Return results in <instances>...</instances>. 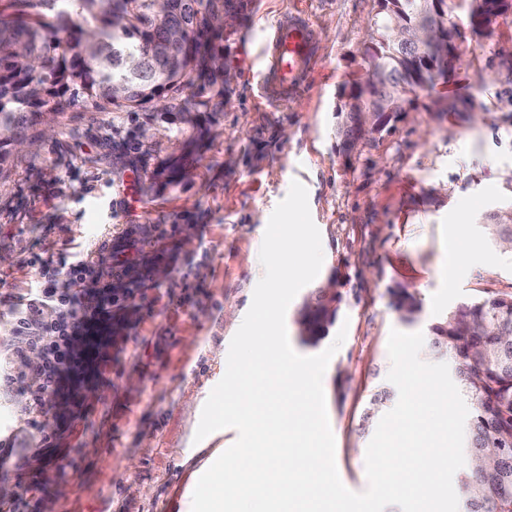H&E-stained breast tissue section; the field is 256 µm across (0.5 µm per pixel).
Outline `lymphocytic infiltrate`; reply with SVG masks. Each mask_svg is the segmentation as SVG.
I'll use <instances>...</instances> for the list:
<instances>
[{
    "label": "lymphocytic infiltrate",
    "mask_w": 512,
    "mask_h": 512,
    "mask_svg": "<svg viewBox=\"0 0 512 512\" xmlns=\"http://www.w3.org/2000/svg\"><path fill=\"white\" fill-rule=\"evenodd\" d=\"M70 285L51 288L52 272L43 268L41 287L32 289L14 326L41 350L30 368L38 387L29 396V411L42 414L55 402L68 404L73 416L83 413L79 385L99 377L112 360V309L117 303L106 282L107 272L78 260L67 267ZM54 304L57 317H42L44 304Z\"/></svg>",
    "instance_id": "1"
}]
</instances>
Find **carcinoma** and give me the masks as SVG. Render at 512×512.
<instances>
[{
    "label": "carcinoma",
    "instance_id": "1",
    "mask_svg": "<svg viewBox=\"0 0 512 512\" xmlns=\"http://www.w3.org/2000/svg\"><path fill=\"white\" fill-rule=\"evenodd\" d=\"M379 0L369 20L366 78L342 89L345 101L336 137L345 150L378 133L420 91L445 87L460 58L427 45L412 53L390 38L394 26H434L454 40L455 0ZM240 0H0V180L10 177L17 144L39 126L61 123L77 101L97 112L141 113L143 124L160 119L178 145L161 156L156 148L126 142L139 153L148 192L177 187L189 161L219 122L224 98L223 53L214 39L224 12ZM162 103L154 113L153 103ZM512 208L485 214L482 225L499 247L512 241ZM405 321L421 311L415 293L391 291ZM319 288L298 313L300 337L316 343L339 316ZM432 353L453 363V378L471 402L461 468V512H512V296L464 303L432 327ZM390 398L376 392L364 423L375 419Z\"/></svg>",
    "mask_w": 512,
    "mask_h": 512
}]
</instances>
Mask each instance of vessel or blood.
Segmentation results:
<instances>
[{
	"instance_id": "obj_1",
	"label": "vessel or blood",
	"mask_w": 512,
	"mask_h": 512,
	"mask_svg": "<svg viewBox=\"0 0 512 512\" xmlns=\"http://www.w3.org/2000/svg\"><path fill=\"white\" fill-rule=\"evenodd\" d=\"M318 36L304 11L293 8L261 37L259 98L287 101L302 88L316 58Z\"/></svg>"
}]
</instances>
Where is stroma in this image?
<instances>
[{
    "mask_svg": "<svg viewBox=\"0 0 512 512\" xmlns=\"http://www.w3.org/2000/svg\"><path fill=\"white\" fill-rule=\"evenodd\" d=\"M318 32L316 63L299 94L270 104L257 96L262 27L294 7ZM378 0H247L217 48L235 79L214 135L186 179L160 195L127 191L134 154L115 158L108 136L139 137L136 115L76 103L75 118L17 153L0 183V497L5 512H191L196 472L238 433L194 436L203 406L223 377L232 337L263 275L259 251L271 213L292 181L308 191L324 261L311 287L288 307L292 348L327 349L337 328L303 342L298 312L312 288L337 282L346 338L323 377L344 485L365 491L361 424L373 393L387 385L391 330L429 333L457 306L512 295V252L484 234V214L512 207V12L475 38L456 17L461 63L446 90L420 93L381 132L344 151L336 140L343 85L359 76ZM454 110H447V102ZM479 113L471 121L470 113ZM111 255L126 286L114 307L112 362L81 389L87 413L59 407L31 428L36 389L13 306L40 269L38 255L67 277L73 257ZM415 291L420 315L401 319L389 291ZM56 438L62 456L34 455Z\"/></svg>",
    "mask_w": 512,
    "mask_h": 512,
    "instance_id": "obj_1",
    "label": "stroma"
}]
</instances>
